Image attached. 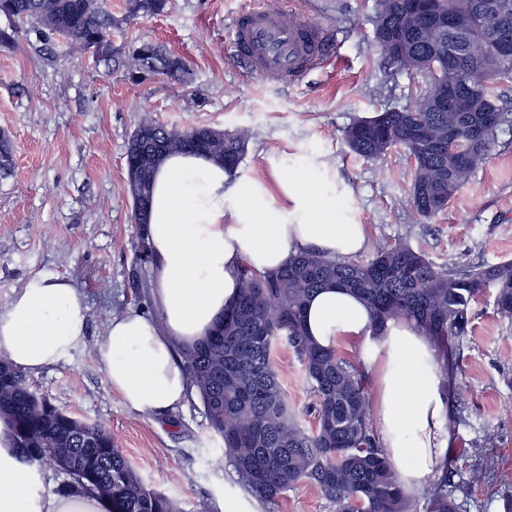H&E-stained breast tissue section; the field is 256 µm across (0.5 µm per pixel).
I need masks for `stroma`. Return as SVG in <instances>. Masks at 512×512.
Wrapping results in <instances>:
<instances>
[{
    "label": "stroma",
    "instance_id": "obj_1",
    "mask_svg": "<svg viewBox=\"0 0 512 512\" xmlns=\"http://www.w3.org/2000/svg\"><path fill=\"white\" fill-rule=\"evenodd\" d=\"M249 0H169L159 16L114 33L126 49L150 36L184 56L189 83L154 76L132 81L126 70L85 53L41 51L35 34L0 46V129L15 146V169L0 177V311L34 276H62L88 306L83 345L28 381L54 404L111 430L144 481L173 498L181 512H332L318 489L302 483L276 502L251 497L214 464L212 436L197 397L151 416L125 408L110 389L98 346L112 317L154 310L152 260L132 246L138 227L124 189L125 145L149 116L179 128L240 130L248 150L239 167L286 207L272 163L323 165L336 182V206L366 225L370 247L404 242L438 265L495 264L512 259V121L495 132L490 155L448 208L422 220L410 203L413 163L406 149L370 161L352 153L343 132L355 120L414 106L423 78L391 76L374 43L376 0H270L295 16L334 30L340 48L308 76L269 84L248 76L228 55L233 15ZM460 348L459 400L449 409L454 452L448 469L465 491L464 512H504L512 481V320L497 313L493 292L470 309ZM278 373L304 428L314 419L311 393L292 351L278 348ZM493 472L473 480L474 469Z\"/></svg>",
    "mask_w": 512,
    "mask_h": 512
}]
</instances>
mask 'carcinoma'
<instances>
[{
  "mask_svg": "<svg viewBox=\"0 0 512 512\" xmlns=\"http://www.w3.org/2000/svg\"><path fill=\"white\" fill-rule=\"evenodd\" d=\"M168 0H127L120 17L108 0H0V15L12 23L0 30V44L31 25L44 50L55 40L98 62L121 61L130 78L164 75L179 83L189 76L186 61L153 40H141L122 56L112 30L128 21L158 15ZM377 20L388 29L378 49L397 74L422 62L427 89L407 112H382L351 124L344 132L349 149L376 160L390 148H405L414 159L411 201L429 219L449 201L473 170L487 159L503 109L490 84L512 82V61L502 65L488 45L499 27L496 10L463 33L420 28L408 0H377ZM406 36L411 57L395 51ZM454 72L471 88L479 112H448L436 102ZM144 142L166 157L193 153L234 172L243 161L247 138L208 126L168 127L142 119L126 145L125 186L131 219L140 221L137 188L131 177ZM13 167L11 135L0 130V177ZM239 294L219 324L189 347L178 348L202 403L209 432L221 441L224 463L237 483L267 503L285 491L310 483L333 512H459L448 490V472L434 479L424 503L408 497L388 469L373 429L366 377L334 350L315 345L307 335L305 311L313 294L328 285L362 297L381 323L403 317L416 323L442 347L453 367L468 336L469 306L487 289L495 290L497 311L512 319V260L494 265H437L406 243L383 245L365 263L329 258L310 250L275 271L257 273L243 264ZM292 350L310 385L315 427L297 422L276 370L273 353ZM0 421L9 431L8 447L22 463L60 470L75 486L110 501L111 512H180L176 501L148 487L112 434L104 427L55 406L38 395L26 375L0 356Z\"/></svg>",
  "mask_w": 512,
  "mask_h": 512,
  "instance_id": "obj_1",
  "label": "carcinoma"
}]
</instances>
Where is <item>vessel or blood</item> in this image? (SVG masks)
<instances>
[{"mask_svg": "<svg viewBox=\"0 0 512 512\" xmlns=\"http://www.w3.org/2000/svg\"><path fill=\"white\" fill-rule=\"evenodd\" d=\"M232 32L231 55L267 82L309 74L335 52L334 38L324 27L288 17L268 0H255L239 10Z\"/></svg>", "mask_w": 512, "mask_h": 512, "instance_id": "obj_1", "label": "vessel or blood"}]
</instances>
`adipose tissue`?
<instances>
[{
	"instance_id": "1",
	"label": "adipose tissue",
	"mask_w": 512,
	"mask_h": 512,
	"mask_svg": "<svg viewBox=\"0 0 512 512\" xmlns=\"http://www.w3.org/2000/svg\"><path fill=\"white\" fill-rule=\"evenodd\" d=\"M287 210L247 178L204 157L174 154L157 168L149 217L156 311L112 318L99 354L108 385L124 405L153 414L183 404L192 386L175 349L211 331L239 293L238 269L264 273L315 249L350 259L367 245L364 225L336 221V189L307 169H278ZM88 308L62 277L35 276L0 313V350L26 373L68 358L83 344ZM310 339L324 349L354 344L373 378L370 416L390 469L405 493L424 489L453 452L450 387L433 340L402 317L376 324L370 307L329 286L311 299ZM80 490L55 492L0 448V512H109Z\"/></svg>"
}]
</instances>
